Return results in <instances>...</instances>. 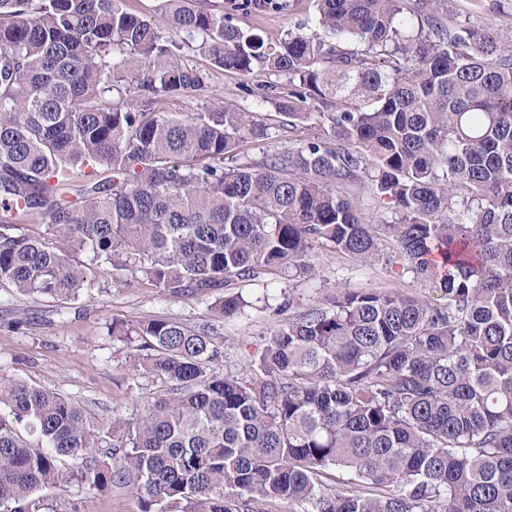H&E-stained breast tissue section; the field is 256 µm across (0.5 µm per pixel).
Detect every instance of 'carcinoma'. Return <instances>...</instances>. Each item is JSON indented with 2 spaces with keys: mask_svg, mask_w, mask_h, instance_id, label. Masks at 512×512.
Instances as JSON below:
<instances>
[{
  "mask_svg": "<svg viewBox=\"0 0 512 512\" xmlns=\"http://www.w3.org/2000/svg\"><path fill=\"white\" fill-rule=\"evenodd\" d=\"M162 2L166 32L123 0H0V198L17 203L0 283L67 303L84 255L222 320L249 305L224 288L311 276L323 248L399 264L448 303L339 285L240 378L207 323L114 319L163 389L100 419L1 373L0 512L72 484L138 512H512V41L457 0H314L323 34L280 38L220 3ZM193 46L286 78L249 95L323 135L255 165L238 149L269 136L257 112L143 109L207 86ZM360 187L391 219L366 222Z\"/></svg>",
  "mask_w": 512,
  "mask_h": 512,
  "instance_id": "1",
  "label": "carcinoma"
}]
</instances>
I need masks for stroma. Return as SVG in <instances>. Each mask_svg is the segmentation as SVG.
Wrapping results in <instances>:
<instances>
[{"instance_id": "35a3bbf8", "label": "stroma", "mask_w": 512, "mask_h": 512, "mask_svg": "<svg viewBox=\"0 0 512 512\" xmlns=\"http://www.w3.org/2000/svg\"><path fill=\"white\" fill-rule=\"evenodd\" d=\"M225 11L245 30L272 37L288 32H309L314 14L313 0H288L282 10L268 9L254 0L246 9L234 8L225 0ZM183 60L208 70L206 90L153 104L156 112L185 118L197 112H220L232 104L254 109L245 86L276 82V75L263 71L244 78L239 74L211 67L207 57L187 49ZM262 116L270 126L267 139L246 144L240 152L243 162L260 164L271 155L297 145L300 139L318 137L317 126L300 130L289 128L284 117L272 106H264ZM316 279L299 273L276 279L272 284L242 281L235 285L248 306L232 318L213 322L224 352L223 371L242 376L257 370L265 339L288 317L310 310L337 286L352 290L397 289L431 303L443 300L440 291L427 286L412 271H392L386 263L364 265L334 251L321 250L315 256ZM91 283L77 300L60 303L40 295H23L0 285V371L51 389L77 401L102 417H130L140 409L141 398L158 390L152 377L137 372L130 350L123 339L108 335L112 319L127 321L171 318L188 325L211 322L208 301L181 298L155 292L138 285L117 286L112 271L93 267ZM53 512H138V504L122 490L98 495L69 487L49 496Z\"/></svg>"}]
</instances>
